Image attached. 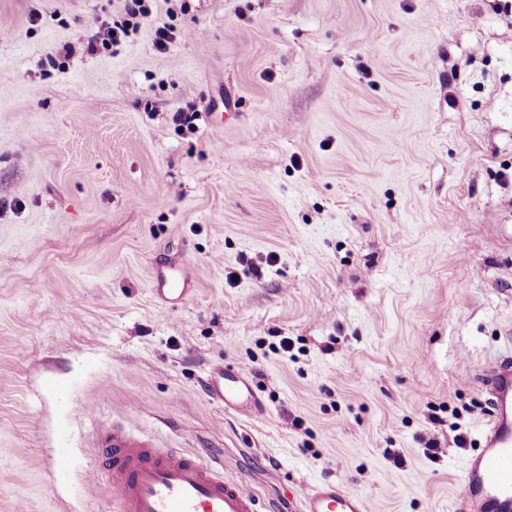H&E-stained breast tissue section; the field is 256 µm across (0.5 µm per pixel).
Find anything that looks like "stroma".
Listing matches in <instances>:
<instances>
[{
  "instance_id": "35a3bbf8",
  "label": "stroma",
  "mask_w": 512,
  "mask_h": 512,
  "mask_svg": "<svg viewBox=\"0 0 512 512\" xmlns=\"http://www.w3.org/2000/svg\"><path fill=\"white\" fill-rule=\"evenodd\" d=\"M185 3L92 52L124 0H0V512H117V426L264 505L454 512L512 359V0ZM89 29L92 34L89 36L88 49L95 52L99 46L107 48L119 44L128 33V23L126 19L109 21L92 17ZM204 387L209 401L224 407V411H234L253 421L263 417L258 397L242 369L214 364L204 379ZM300 512H367L365 500L340 482H326L306 491Z\"/></svg>"
}]
</instances>
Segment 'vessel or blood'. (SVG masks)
Wrapping results in <instances>:
<instances>
[{"mask_svg":"<svg viewBox=\"0 0 512 512\" xmlns=\"http://www.w3.org/2000/svg\"><path fill=\"white\" fill-rule=\"evenodd\" d=\"M494 412L483 445L465 463L459 512H512V367L494 363L480 379ZM211 403L251 420L260 404L242 369L217 363L204 380ZM98 448L112 469L109 493L119 512H261L257 496L225 476L204 454L157 448L120 430ZM300 512H367L364 499L341 483L306 491Z\"/></svg>","mask_w":512,"mask_h":512,"instance_id":"vessel-or-blood-1","label":"vessel or blood"}]
</instances>
